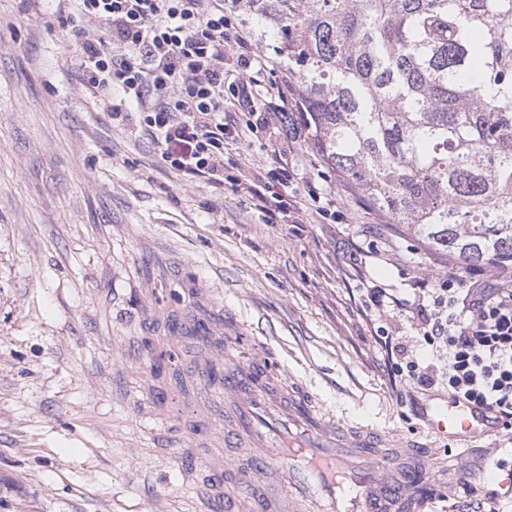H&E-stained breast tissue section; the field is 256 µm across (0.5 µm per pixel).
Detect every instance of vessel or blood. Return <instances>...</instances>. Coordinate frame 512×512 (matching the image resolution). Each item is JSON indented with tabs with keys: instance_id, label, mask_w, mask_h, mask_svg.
<instances>
[{
	"instance_id": "b4317fda",
	"label": "vessel or blood",
	"mask_w": 512,
	"mask_h": 512,
	"mask_svg": "<svg viewBox=\"0 0 512 512\" xmlns=\"http://www.w3.org/2000/svg\"><path fill=\"white\" fill-rule=\"evenodd\" d=\"M222 377V390L236 408L232 436L255 446L252 471L240 478L244 496L217 495L208 512H239L248 500L251 512H415L422 498L421 483L396 477L372 461V449L383 439L372 432L341 433L304 398H279L256 369L244 366L220 372L212 359L195 369L197 385L209 387ZM432 434L464 440L485 433L487 419L474 407L446 397L426 413ZM280 460L286 492L283 500L267 492L266 475Z\"/></svg>"
}]
</instances>
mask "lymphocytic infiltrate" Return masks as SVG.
<instances>
[{
  "instance_id": "lymphocytic-infiltrate-1",
  "label": "lymphocytic infiltrate",
  "mask_w": 512,
  "mask_h": 512,
  "mask_svg": "<svg viewBox=\"0 0 512 512\" xmlns=\"http://www.w3.org/2000/svg\"><path fill=\"white\" fill-rule=\"evenodd\" d=\"M58 15L74 38L84 86L112 118L139 116L164 162L185 180L202 179L260 202L264 223L288 217V153L274 148L266 172L244 178L224 171V151L271 122L285 124L300 104L288 79L243 34L224 0H58ZM100 33L86 35L85 20ZM232 50L248 79L224 82V52ZM232 97L249 121L224 115ZM461 283L430 289L420 308L427 344L448 350V395L512 419V290L475 288L459 310Z\"/></svg>"
}]
</instances>
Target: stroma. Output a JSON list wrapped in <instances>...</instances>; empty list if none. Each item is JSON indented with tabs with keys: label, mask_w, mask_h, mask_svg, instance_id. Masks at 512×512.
Wrapping results in <instances>:
<instances>
[{
	"label": "stroma",
	"mask_w": 512,
	"mask_h": 512,
	"mask_svg": "<svg viewBox=\"0 0 512 512\" xmlns=\"http://www.w3.org/2000/svg\"><path fill=\"white\" fill-rule=\"evenodd\" d=\"M300 214L332 200L331 224H266L258 201L168 168L138 121L112 119L84 90L53 0H0V512H200L209 461L244 470L249 446L222 444L228 404L189 385L215 341L223 360L262 357L270 382L308 396L337 423L390 447L431 444L429 481L457 442L431 440L426 409L447 395L448 351L425 343L422 287L447 259L425 254L289 141ZM273 141L247 136L224 162L266 168ZM221 338L192 336L156 366L166 320L192 289ZM414 360L434 383L401 381ZM500 483L455 490L432 512H471L472 497L512 512Z\"/></svg>",
	"instance_id": "obj_1"
}]
</instances>
